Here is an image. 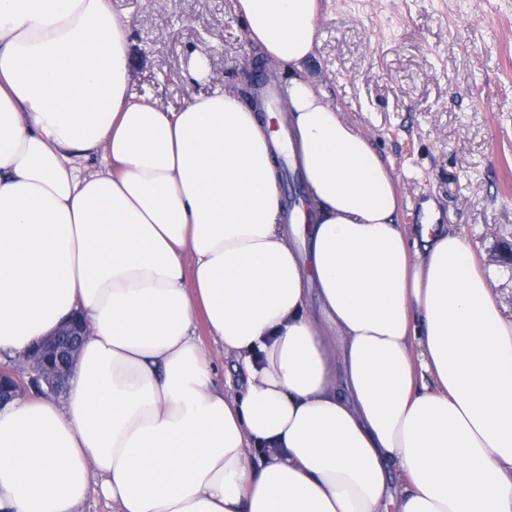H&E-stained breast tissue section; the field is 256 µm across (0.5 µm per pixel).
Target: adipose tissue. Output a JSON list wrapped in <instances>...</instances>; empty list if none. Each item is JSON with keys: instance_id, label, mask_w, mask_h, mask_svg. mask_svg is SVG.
I'll use <instances>...</instances> for the list:
<instances>
[{"instance_id": "obj_1", "label": "adipose tissue", "mask_w": 512, "mask_h": 512, "mask_svg": "<svg viewBox=\"0 0 512 512\" xmlns=\"http://www.w3.org/2000/svg\"><path fill=\"white\" fill-rule=\"evenodd\" d=\"M317 9L235 0L288 71L302 262L253 106L137 100L107 0H0V355L92 330L64 403L0 409V512H512V320L304 75Z\"/></svg>"}]
</instances>
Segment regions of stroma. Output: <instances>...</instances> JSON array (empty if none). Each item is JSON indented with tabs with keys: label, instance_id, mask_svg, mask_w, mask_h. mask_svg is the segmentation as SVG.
<instances>
[{
	"label": "stroma",
	"instance_id": "35a3bbf8",
	"mask_svg": "<svg viewBox=\"0 0 512 512\" xmlns=\"http://www.w3.org/2000/svg\"><path fill=\"white\" fill-rule=\"evenodd\" d=\"M109 5L128 22L133 93L164 108L240 85L260 57L234 0ZM306 74L392 167L400 222L458 230L511 320L512 0H319Z\"/></svg>",
	"mask_w": 512,
	"mask_h": 512
}]
</instances>
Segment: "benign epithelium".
Wrapping results in <instances>:
<instances>
[{"mask_svg":"<svg viewBox=\"0 0 512 512\" xmlns=\"http://www.w3.org/2000/svg\"><path fill=\"white\" fill-rule=\"evenodd\" d=\"M87 321L75 315L49 337L0 364V408L29 390L46 398L66 396L68 380L87 336Z\"/></svg>","mask_w":512,"mask_h":512,"instance_id":"obj_1","label":"benign epithelium"}]
</instances>
